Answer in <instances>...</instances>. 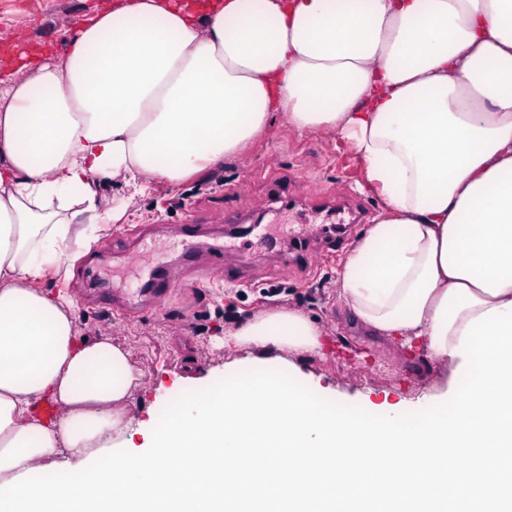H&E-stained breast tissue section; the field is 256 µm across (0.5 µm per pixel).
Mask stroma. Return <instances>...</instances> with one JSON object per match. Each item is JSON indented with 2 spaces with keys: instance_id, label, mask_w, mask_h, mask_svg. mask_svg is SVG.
<instances>
[{
  "instance_id": "obj_1",
  "label": "stroma",
  "mask_w": 512,
  "mask_h": 512,
  "mask_svg": "<svg viewBox=\"0 0 512 512\" xmlns=\"http://www.w3.org/2000/svg\"><path fill=\"white\" fill-rule=\"evenodd\" d=\"M113 3L0 0V31H14L7 44L14 54L36 47L61 53L81 19ZM352 197L379 217L383 201L367 187L365 166L349 140L336 131L296 129L283 116L240 154L189 179L156 183L134 198L121 181L99 184L101 212L125 207L101 232L99 245H118L135 236L139 225H154V253L167 261L176 283L170 302L146 303L135 312L103 309L76 266L69 279L51 275L43 286L74 300L83 335L111 336L140 369L128 411L127 434L133 443L142 441V425L164 419L173 403L224 389L246 371L251 349L224 350V332L278 306L304 312L322 325V353L293 359L297 386L321 404L372 414L397 404L412 414L428 408L446 389L451 365H425L423 357L368 335L338 298L337 273L366 225L353 226L350 242L306 269L291 268L275 254L254 256L246 282L237 288L225 287L219 279L209 288L186 285L182 260L170 248L174 227L190 214L218 225L235 216L245 227L255 215L278 212L284 218L280 229L288 234L301 224L331 221L336 200Z\"/></svg>"
}]
</instances>
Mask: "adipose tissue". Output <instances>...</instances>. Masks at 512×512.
<instances>
[{
    "label": "adipose tissue",
    "mask_w": 512,
    "mask_h": 512,
    "mask_svg": "<svg viewBox=\"0 0 512 512\" xmlns=\"http://www.w3.org/2000/svg\"><path fill=\"white\" fill-rule=\"evenodd\" d=\"M278 114L344 133L384 200L339 299L458 381L322 406L265 372L321 347L277 308L224 333L252 375L133 444L140 370L42 282L96 242L95 177L184 180ZM0 512H512V0H118L65 56L0 58Z\"/></svg>",
    "instance_id": "obj_1"
}]
</instances>
